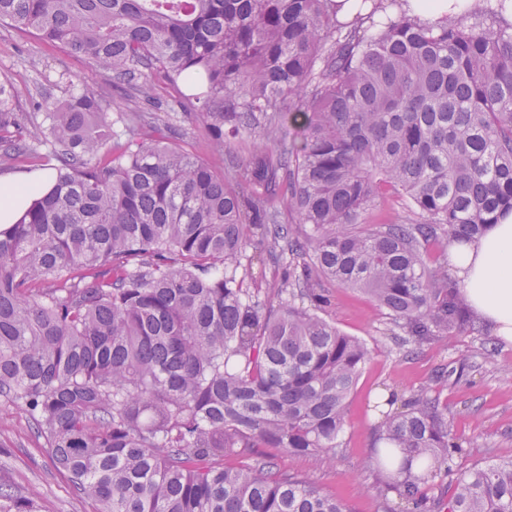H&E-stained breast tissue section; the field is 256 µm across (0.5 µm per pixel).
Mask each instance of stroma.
<instances>
[{
    "label": "stroma",
    "mask_w": 512,
    "mask_h": 512,
    "mask_svg": "<svg viewBox=\"0 0 512 512\" xmlns=\"http://www.w3.org/2000/svg\"><path fill=\"white\" fill-rule=\"evenodd\" d=\"M8 78L16 102L28 108L44 97L53 107L83 83L113 98L106 74L59 47L0 25V78ZM329 317L344 334L371 350L349 407L351 420L338 440L335 460L318 465L305 455L278 454L284 472H306L348 512H382L374 486L372 445L382 417L373 410L377 396L391 392L406 398L430 388L448 407L447 418L463 451L457 469L512 460V379L503 366L512 363V344L498 336L457 335L414 348L388 335V318L370 297L349 288H329ZM0 482L18 495L49 502L54 512H94L91 501L77 496L65 472L57 468L45 441L26 413L0 410Z\"/></svg>",
    "instance_id": "obj_1"
}]
</instances>
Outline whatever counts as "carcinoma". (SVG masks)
<instances>
[{"mask_svg":"<svg viewBox=\"0 0 512 512\" xmlns=\"http://www.w3.org/2000/svg\"><path fill=\"white\" fill-rule=\"evenodd\" d=\"M400 2L340 21L331 0H0V24L142 112L157 81L200 89L192 118L228 151L219 172L84 87L33 125L0 80V172L44 147L52 180L0 224V401L98 512H348L275 462L336 457L371 354L329 319V285L416 347L483 333L430 247L512 212V0L444 25L387 13ZM387 189L408 215L358 227ZM252 247L284 264L272 293ZM396 402H376L379 491L512 512V461L454 470L447 407L428 389ZM0 512L52 510L0 482Z\"/></svg>","mask_w":512,"mask_h":512,"instance_id":"cac0c4a2","label":"carcinoma"}]
</instances>
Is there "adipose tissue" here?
<instances>
[{"label":"adipose tissue","instance_id":"obj_1","mask_svg":"<svg viewBox=\"0 0 512 512\" xmlns=\"http://www.w3.org/2000/svg\"><path fill=\"white\" fill-rule=\"evenodd\" d=\"M48 185L30 176L0 184V223H13ZM448 262L475 315L512 342V213L473 241L451 243Z\"/></svg>","mask_w":512,"mask_h":512}]
</instances>
